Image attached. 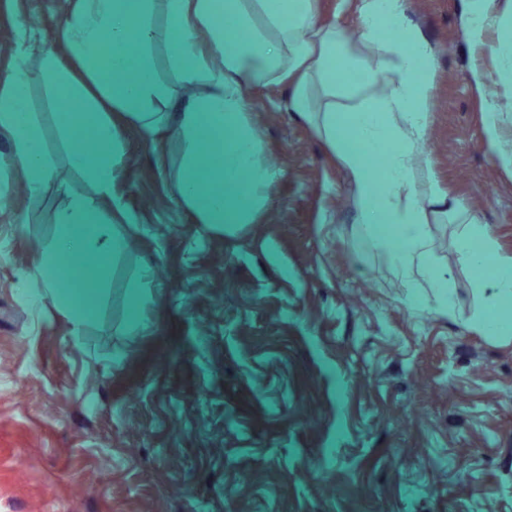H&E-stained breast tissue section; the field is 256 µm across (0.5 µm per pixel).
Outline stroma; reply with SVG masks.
Segmentation results:
<instances>
[{
	"label": "stroma",
	"instance_id": "1",
	"mask_svg": "<svg viewBox=\"0 0 512 512\" xmlns=\"http://www.w3.org/2000/svg\"><path fill=\"white\" fill-rule=\"evenodd\" d=\"M77 0H0V83L23 72L56 178L32 197L0 133V512H512V339L471 321L474 277L457 236L489 225L512 261V172L486 141L485 96L512 138V18L473 39L461 0H409L436 61L424 159L457 207L431 225L450 294L402 279L359 236L352 186L284 85L243 93L280 176L267 215L238 235L197 223L172 191L180 143L144 140L113 113L124 162L113 187L129 247L83 334L40 298V251L67 193H91L57 134L67 108L28 39L63 52ZM164 112L191 99L152 48ZM487 74L485 93L468 80ZM148 331L128 335L142 268Z\"/></svg>",
	"mask_w": 512,
	"mask_h": 512
}]
</instances>
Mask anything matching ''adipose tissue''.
Segmentation results:
<instances>
[{
	"instance_id": "obj_1",
	"label": "adipose tissue",
	"mask_w": 512,
	"mask_h": 512,
	"mask_svg": "<svg viewBox=\"0 0 512 512\" xmlns=\"http://www.w3.org/2000/svg\"><path fill=\"white\" fill-rule=\"evenodd\" d=\"M355 8L360 25L353 36L318 20V0H79L64 30L74 68L53 53L40 56L54 95L81 105L58 113L57 130L71 146L70 167L93 188L67 194L37 267L42 299L66 314L72 335H82L92 316L87 297L103 294L109 266L125 248L121 234L98 221L123 163L112 112L127 116L147 140L164 131L179 138L175 196L197 223L233 235L267 211L279 176L247 110L243 83L251 77L287 85V110L314 128L354 186L361 236L409 287L422 279L446 290L447 270L429 259V222L449 202L423 159L435 58L406 0H355ZM202 34L221 58L219 69L202 57ZM157 43L187 84L205 87L174 118L157 108L164 93L150 54ZM366 48L371 57L363 56ZM0 131L13 144L23 189L40 194L55 169L23 77L0 85ZM84 137L90 147L80 146ZM456 250L475 275L474 324L485 335L512 337V262L499 257L489 227L475 222L458 236ZM73 254L84 259L74 278L65 271Z\"/></svg>"
}]
</instances>
